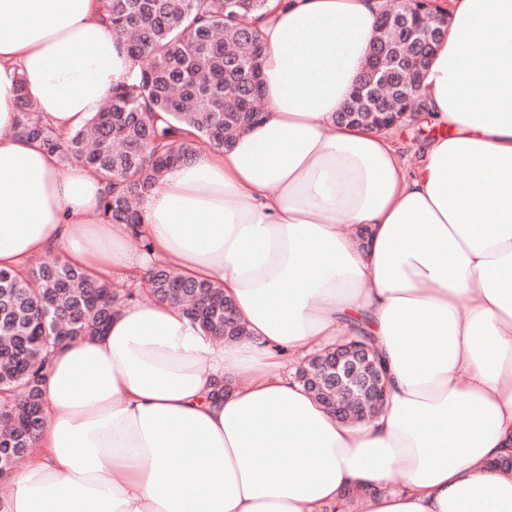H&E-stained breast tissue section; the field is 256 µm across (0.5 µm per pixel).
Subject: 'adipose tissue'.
<instances>
[{
	"instance_id": "1",
	"label": "adipose tissue",
	"mask_w": 512,
	"mask_h": 512,
	"mask_svg": "<svg viewBox=\"0 0 512 512\" xmlns=\"http://www.w3.org/2000/svg\"><path fill=\"white\" fill-rule=\"evenodd\" d=\"M384 2L271 5L262 119L143 194L145 253L100 222L99 179L15 132L19 93L66 133L137 64L98 0H0V267L162 264L222 285L246 326L219 345L132 300L55 348L47 424L0 512H324L346 493L358 512H512V0H448L421 93L452 134L414 169L387 132L336 119ZM362 337L386 400L341 421L282 361Z\"/></svg>"
}]
</instances>
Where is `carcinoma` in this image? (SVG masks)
<instances>
[{
  "label": "carcinoma",
  "instance_id": "carcinoma-1",
  "mask_svg": "<svg viewBox=\"0 0 512 512\" xmlns=\"http://www.w3.org/2000/svg\"><path fill=\"white\" fill-rule=\"evenodd\" d=\"M268 0H102L112 32L125 39L139 66L138 79L112 90L108 106L85 129L60 134L19 93L17 133L79 162L106 183L100 215L126 224L140 238L137 199L163 170L197 151H220L235 134L262 117L261 43L251 25ZM377 47L389 73L378 98L392 100L405 90L410 66L428 60L425 46L396 34H382ZM349 111L371 121L379 111L355 100ZM144 281L154 298L182 307L210 336H241L237 316L225 317L231 301L211 281L181 276L153 265ZM105 279L58 257L35 269L0 268V456L28 453L45 426L39 382L44 353L65 339L101 333L121 299ZM313 395L325 405L344 389L336 386L335 355L324 353Z\"/></svg>",
  "mask_w": 512,
  "mask_h": 512
}]
</instances>
